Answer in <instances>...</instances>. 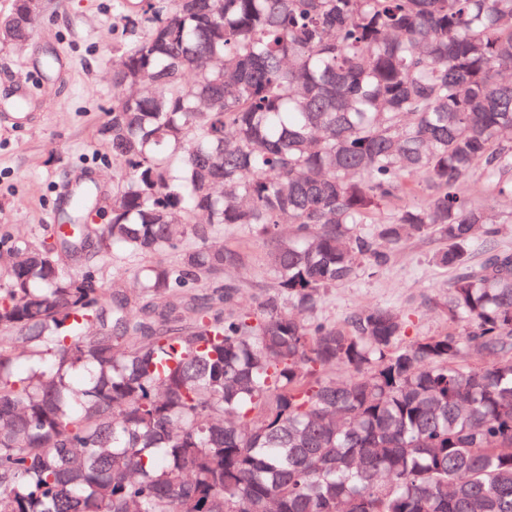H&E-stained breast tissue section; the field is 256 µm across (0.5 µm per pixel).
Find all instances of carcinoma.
<instances>
[{"label":"carcinoma","mask_w":512,"mask_h":512,"mask_svg":"<svg viewBox=\"0 0 512 512\" xmlns=\"http://www.w3.org/2000/svg\"><path fill=\"white\" fill-rule=\"evenodd\" d=\"M115 8L133 40L98 130L124 166L111 220L86 223L87 184L67 233L0 255V512H512V253L471 268L498 228L460 191L512 199V0ZM226 226L271 243L255 312L224 278L246 253L210 242ZM430 234L463 335L313 316ZM92 235L154 258L132 273L152 306L64 270Z\"/></svg>","instance_id":"1"}]
</instances>
